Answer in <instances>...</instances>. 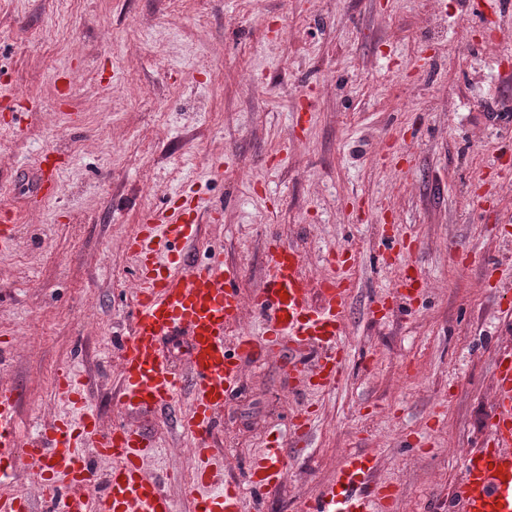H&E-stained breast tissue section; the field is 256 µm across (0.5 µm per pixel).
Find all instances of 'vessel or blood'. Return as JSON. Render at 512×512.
<instances>
[{
  "label": "vessel or blood",
  "mask_w": 512,
  "mask_h": 512,
  "mask_svg": "<svg viewBox=\"0 0 512 512\" xmlns=\"http://www.w3.org/2000/svg\"><path fill=\"white\" fill-rule=\"evenodd\" d=\"M19 221L0 209V253L17 241ZM199 207L185 201L149 214L129 248L139 269L130 338L121 350L123 389L119 399L125 412L163 411L181 388L190 391L191 409L181 419L196 442L192 458L195 512H243L238 485L223 480L224 465L211 453L209 436L224 395L238 381L240 357L256 349L274 352L284 341L314 343L324 351L321 363L305 370L309 386L318 391L334 388L343 376L340 346L346 333L347 289L341 276L326 277L321 301L309 299L310 281L299 253L276 244L269 255L268 279L252 304L262 321L263 334L238 336L227 345V330L236 323L242 298L235 288V273L219 254L201 267H187L175 246L199 235ZM187 333L191 338L185 372L173 369L162 355L164 336ZM496 414L481 448L468 451L459 487L462 512H512V357L495 365ZM63 393L77 406L79 416L48 425L36 437L18 435L16 396L0 388V483L20 479L16 450L46 458L43 486L54 501V512H174L161 480L147 476L144 462L153 444L138 429L116 425L101 429L96 410L86 397L82 381L69 377ZM284 440L269 441L263 453L245 469L254 492L276 487L287 462ZM111 463L104 477L89 466L85 449ZM372 457H347L321 498L305 512H393L398 489L373 483Z\"/></svg>",
  "instance_id": "b4317fda"
}]
</instances>
